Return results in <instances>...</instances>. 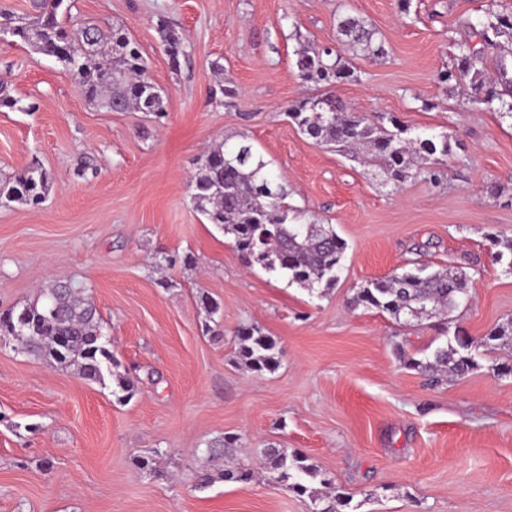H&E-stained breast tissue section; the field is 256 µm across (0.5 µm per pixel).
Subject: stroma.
<instances>
[{"mask_svg":"<svg viewBox=\"0 0 512 512\" xmlns=\"http://www.w3.org/2000/svg\"><path fill=\"white\" fill-rule=\"evenodd\" d=\"M489 0H72L77 20L126 29L164 93L165 117L90 104L54 58L0 41V80L22 109L0 108V182L30 163L53 179L37 206L0 202V313L53 280L85 289L121 372L127 401L103 384L0 344V512H309L269 482L270 448L305 454L351 498L350 512H512V349L480 339L512 317V118L471 110L437 73L466 19ZM365 19L382 58L354 57L335 92L371 121L445 132L442 183L411 176L399 190L314 142L285 117L311 96L295 65L302 44L339 47L336 16ZM185 38L172 68L156 31ZM234 97L219 95L220 83ZM247 141L311 224L347 243L334 288L319 293L246 267L192 202L212 145ZM174 257L161 267L162 255ZM193 264H183L184 255ZM420 262L465 272L472 301L453 328L479 363L431 383L405 366L437 330L355 305L359 288ZM207 293L222 335L204 330ZM261 326L280 350L271 373L236 362V330ZM237 435L232 463L254 481L197 489L216 468L206 444ZM151 456L155 471L138 469Z\"/></svg>","mask_w":512,"mask_h":512,"instance_id":"obj_1","label":"stroma"}]
</instances>
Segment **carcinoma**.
Segmentation results:
<instances>
[{
	"instance_id": "carcinoma-1",
	"label": "carcinoma",
	"mask_w": 512,
	"mask_h": 512,
	"mask_svg": "<svg viewBox=\"0 0 512 512\" xmlns=\"http://www.w3.org/2000/svg\"><path fill=\"white\" fill-rule=\"evenodd\" d=\"M63 3L36 0V21L28 26L12 24V18L3 13L0 18L12 26L20 41L73 71L89 101L113 112L133 110L162 117L164 99L154 92L147 62L125 29L84 23L67 26L59 20ZM469 26L481 38V47L473 48L467 41L454 43V63L440 71L437 80L466 91L468 101L479 111L512 116V68L506 46L498 41L505 37L512 42V13L502 14L490 7ZM87 30L98 40L92 50L80 48L79 37ZM336 30L346 50L365 58L385 55L382 35L364 21L342 13L336 17ZM157 33L172 66H180V57L186 54L181 32L162 21ZM488 48L500 50L493 74L486 69ZM296 67L303 81L320 88L318 96L331 108L321 115L312 111L311 97L289 106L286 114L302 134L320 144L365 151L367 163L378 168L384 183L395 189L414 172L432 184L444 179L452 155L451 136L446 132L414 135L393 116L386 124H376L355 112L333 92L336 85L354 76L349 59L340 51L304 47L297 51ZM238 153L244 155L241 162H228ZM266 167L245 141L209 149L194 179L196 210L219 226L247 265L282 274L287 284L308 290L334 287L346 243L330 227L299 223L298 210L286 202L287 195L275 185ZM51 188L49 174L33 163L14 180L0 185V199L38 205ZM469 297L468 278L461 273L406 271L367 283L357 292L355 303L384 312L404 325L439 319L445 340L426 360H408L409 367L435 380L449 374L462 376L477 367L465 338L457 331L448 337V316L467 304ZM2 338L57 368L75 366L87 380L101 382L108 375L124 399L136 391L133 378L116 372L119 363L108 348L110 340L102 331L97 308L70 280L51 283L18 312L1 313ZM480 343L492 349L511 347L512 318L487 333ZM237 344V357L249 370L262 374L278 369L277 343L260 326H240ZM238 442L237 436L216 438L207 443L206 453L222 459ZM264 466L274 484L300 498L308 497L311 512H343L350 505V497L336 489L328 473L301 453L269 448ZM252 478L251 469L235 466L218 472L200 470L194 482L196 488L205 489L218 480L247 483Z\"/></svg>"
}]
</instances>
